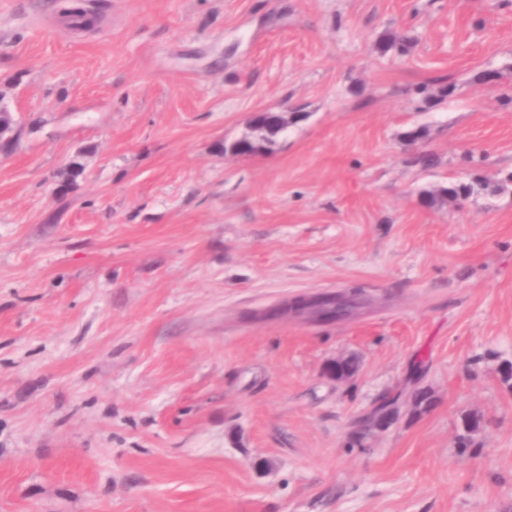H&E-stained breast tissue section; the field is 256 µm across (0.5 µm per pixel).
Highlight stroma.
Returning <instances> with one entry per match:
<instances>
[{
  "mask_svg": "<svg viewBox=\"0 0 512 512\" xmlns=\"http://www.w3.org/2000/svg\"><path fill=\"white\" fill-rule=\"evenodd\" d=\"M61 2L0 0V512H512V108L478 80L512 0ZM264 111L275 151L225 154ZM419 359L431 406L355 443ZM438 85L433 87L431 85H424L417 89V95L420 98L422 104V111H427L439 104H442L448 99V96L453 92V84L445 80L435 81ZM358 305L359 302L356 298L345 303L340 301L335 294H325L309 300L307 309L308 314L314 318L324 322H333L353 313Z\"/></svg>",
  "mask_w": 512,
  "mask_h": 512,
  "instance_id": "35a3bbf8",
  "label": "stroma"
}]
</instances>
